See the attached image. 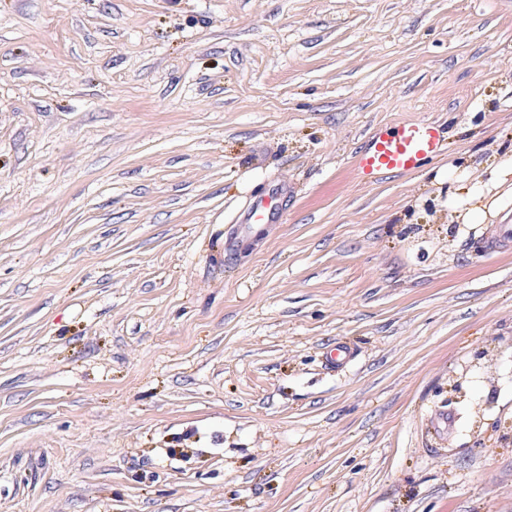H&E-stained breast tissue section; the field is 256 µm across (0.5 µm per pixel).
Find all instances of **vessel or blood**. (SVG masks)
<instances>
[{
  "mask_svg": "<svg viewBox=\"0 0 512 512\" xmlns=\"http://www.w3.org/2000/svg\"><path fill=\"white\" fill-rule=\"evenodd\" d=\"M445 137L442 129L428 121L406 123L378 131L367 151L355 159V168L364 181L393 171L409 172L444 153ZM277 208L275 196L256 199L249 206L246 220L252 224L269 222Z\"/></svg>",
  "mask_w": 512,
  "mask_h": 512,
  "instance_id": "b4317fda",
  "label": "vessel or blood"
}]
</instances>
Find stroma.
I'll return each instance as SVG.
<instances>
[{
  "label": "stroma",
  "mask_w": 512,
  "mask_h": 512,
  "mask_svg": "<svg viewBox=\"0 0 512 512\" xmlns=\"http://www.w3.org/2000/svg\"><path fill=\"white\" fill-rule=\"evenodd\" d=\"M509 155L512 0H0V512H512ZM442 129L428 121L379 130L367 151L356 156L355 168L365 182L393 171L409 172L444 153ZM484 183L476 179L469 184L461 185L456 193L455 207L464 212V223L481 224L484 223L486 212L493 207L494 202L482 204L481 196L484 193ZM479 202V203H476ZM491 203V204H490ZM277 204V197L273 195L256 199L247 210L246 222H249V224H266L276 210Z\"/></svg>",
  "instance_id": "35a3bbf8"
}]
</instances>
